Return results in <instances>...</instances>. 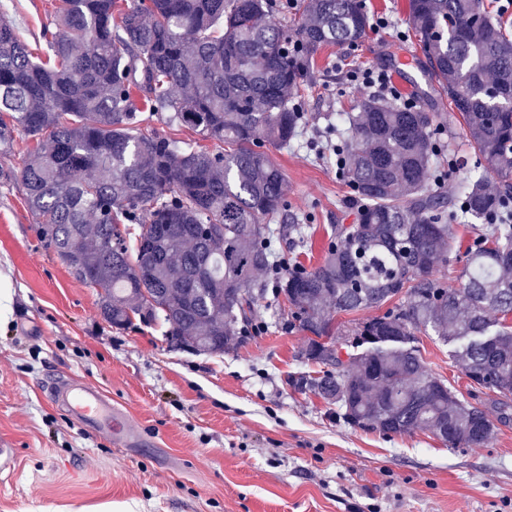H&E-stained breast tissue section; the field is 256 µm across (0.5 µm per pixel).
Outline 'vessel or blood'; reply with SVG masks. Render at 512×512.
Instances as JSON below:
<instances>
[{"label": "vessel or blood", "instance_id": "vessel-or-blood-1", "mask_svg": "<svg viewBox=\"0 0 512 512\" xmlns=\"http://www.w3.org/2000/svg\"><path fill=\"white\" fill-rule=\"evenodd\" d=\"M49 393L86 428L111 433L114 443L126 448L146 443L145 434L131 417L96 388L59 379L50 384Z\"/></svg>", "mask_w": 512, "mask_h": 512}]
</instances>
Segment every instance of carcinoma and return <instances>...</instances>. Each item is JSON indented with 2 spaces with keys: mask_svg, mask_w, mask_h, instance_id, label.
I'll return each instance as SVG.
<instances>
[{
  "mask_svg": "<svg viewBox=\"0 0 512 512\" xmlns=\"http://www.w3.org/2000/svg\"><path fill=\"white\" fill-rule=\"evenodd\" d=\"M274 2L62 0L42 31L44 61L0 23V157L20 132L34 142L20 171L0 165V183L21 182L40 240L102 290L113 326L160 321L170 343L222 355L273 289L308 333L299 358L320 367L290 378L294 388L354 425L483 446L496 432L486 410L430 374L415 342L430 330L459 343L465 376L512 419V35L483 0H408L429 79L459 114L477 167L456 198L431 190L446 159L436 115L362 100L338 116L349 135L334 145L354 223L336 225L315 266L270 278L276 243L296 228L263 147L304 128L302 93L322 50L371 30L363 0H303L287 23L271 19ZM155 121L219 148L182 146ZM455 219L485 233L448 289L436 272L455 252ZM395 298L349 330L329 313Z\"/></svg>",
  "mask_w": 512,
  "mask_h": 512,
  "instance_id": "obj_1",
  "label": "carcinoma"
}]
</instances>
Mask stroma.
Wrapping results in <instances>:
<instances>
[{"label":"stroma","mask_w":512,"mask_h":512,"mask_svg":"<svg viewBox=\"0 0 512 512\" xmlns=\"http://www.w3.org/2000/svg\"><path fill=\"white\" fill-rule=\"evenodd\" d=\"M371 30L355 47L327 48L304 92L309 125L285 148L267 146L284 174L289 213L302 235L280 244L288 262L314 266L330 228L354 219L351 189L323 151L336 113L364 98L350 73H387L397 102L422 104L448 123L462 164L477 159L447 96L426 83L427 60L408 34L407 0H364ZM61 0H8L9 22L34 54ZM260 332L221 356L171 347L162 325L119 330L100 291L77 279L37 234L21 184L0 186V512H512V423L482 448H451L427 431L386 435L339 417L289 375L305 371L304 332L288 324L283 297L257 309ZM426 368L459 393L470 382L455 344L418 333ZM57 377L89 383L124 407L157 447L122 448L72 420L47 391Z\"/></svg>","instance_id":"35a3bbf8"}]
</instances>
